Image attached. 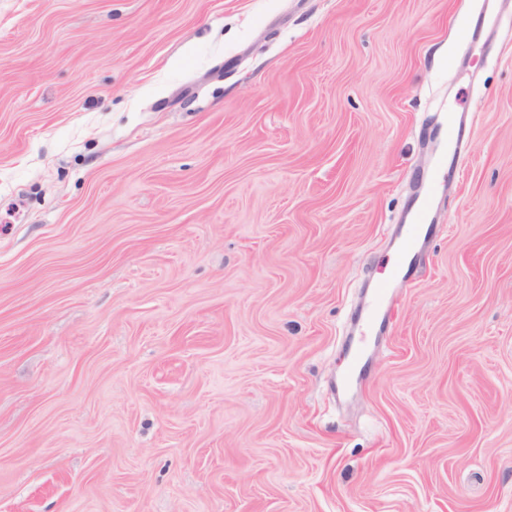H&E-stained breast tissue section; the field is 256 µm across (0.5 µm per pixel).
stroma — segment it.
<instances>
[{
    "label": "stroma",
    "mask_w": 512,
    "mask_h": 512,
    "mask_svg": "<svg viewBox=\"0 0 512 512\" xmlns=\"http://www.w3.org/2000/svg\"><path fill=\"white\" fill-rule=\"evenodd\" d=\"M0 512H512V0H0Z\"/></svg>",
    "instance_id": "1"
}]
</instances>
